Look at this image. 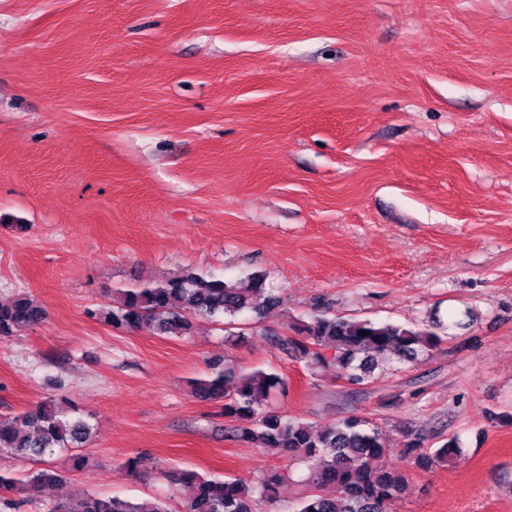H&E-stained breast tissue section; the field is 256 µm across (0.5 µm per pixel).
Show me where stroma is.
<instances>
[{
    "instance_id": "1",
    "label": "stroma",
    "mask_w": 512,
    "mask_h": 512,
    "mask_svg": "<svg viewBox=\"0 0 512 512\" xmlns=\"http://www.w3.org/2000/svg\"><path fill=\"white\" fill-rule=\"evenodd\" d=\"M0 301L47 316L0 340V417L61 392L90 415L91 465L16 497L159 499L174 470L256 481L302 467L236 440L191 378L232 357L279 373L269 406L457 437L406 467L389 512H512V0H0ZM192 267L267 276L280 298L224 341L93 318L114 289ZM316 313L440 318L447 334L354 385L274 338ZM139 461L137 474L121 465Z\"/></svg>"
}]
</instances>
